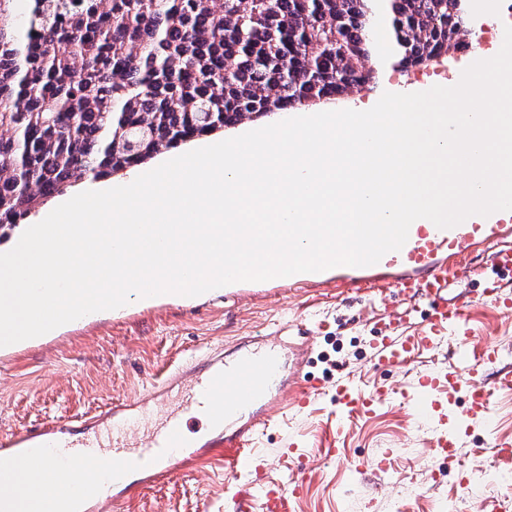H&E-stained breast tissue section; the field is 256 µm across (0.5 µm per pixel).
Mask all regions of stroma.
Here are the masks:
<instances>
[{
  "label": "stroma",
  "mask_w": 512,
  "mask_h": 512,
  "mask_svg": "<svg viewBox=\"0 0 512 512\" xmlns=\"http://www.w3.org/2000/svg\"><path fill=\"white\" fill-rule=\"evenodd\" d=\"M437 83L432 66L400 69L388 61L375 83L349 90L327 108L363 111L384 92H421ZM385 313L384 304L332 290L312 305L288 293L236 305L220 292L191 303L178 297L158 305L134 300L123 315L60 326L52 338L22 345L16 362L0 364V436L133 398L202 345L232 347L274 333L283 319L302 318L320 327L298 375L319 394L311 408L271 425L256 444L275 484L305 481L303 498L291 501L289 512H441L446 505L452 512H512V460L496 459L492 450L496 439L512 438V389L493 391L485 420L470 417L466 393L455 392L448 421L459 447L452 458L432 447L438 426L413 419L409 408L419 375L456 374L467 364L488 373L512 365V314L489 305L472 311L485 345L498 350V362L478 350L464 364L444 344L420 351L407 365L380 367L371 345ZM340 379L361 396L386 388L387 398L367 414L346 410L333 398ZM326 431L335 434L340 455L325 457L320 438ZM290 436L300 444L293 459L280 453ZM384 457L391 462L385 474L375 468ZM224 478V466L202 450L190 469L143 488L118 512H229Z\"/></svg>",
  "instance_id": "stroma-1"
}]
</instances>
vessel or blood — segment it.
<instances>
[{"label":"vessel or blood","mask_w":512,"mask_h":512,"mask_svg":"<svg viewBox=\"0 0 512 512\" xmlns=\"http://www.w3.org/2000/svg\"><path fill=\"white\" fill-rule=\"evenodd\" d=\"M480 251L488 254L476 271L484 287L479 295L467 298L458 286L474 272L469 257ZM330 285L340 292L367 293L381 301L395 291L410 304L429 303L418 328L409 308L386 316L372 345L377 364H403L416 349L436 346L444 337L454 343L459 357H466L480 337L468 319L469 310L481 305L512 310V211L473 215L449 229L431 222L414 224L403 247L388 252L376 264L236 282L225 286L224 297L235 302L257 300L285 288L309 292ZM290 342L285 334L276 344L259 336L225 352L208 351L176 369L173 387L153 390L138 407L144 410L163 403L174 388L181 392L180 402L147 426L130 421L127 406L116 405L101 416L25 427L1 436L0 505H14L17 512H49L41 491L51 485L60 494L79 497L93 512H111L138 487L174 475L187 449L204 446L223 450L227 467L224 496L232 502L233 512H249L237 478L261 474V457L252 449L258 432L274 416L307 407L315 394L314 388L294 381L284 355ZM511 386L512 367L508 365L490 379L476 371L425 377L410 401L415 412H433L444 421L448 418L447 395L462 389L468 394L470 415L480 417L488 409L493 390ZM385 397L382 389L361 397L345 381L336 383L337 403L352 411H371ZM196 415L203 417L206 435L191 433L189 420ZM88 464L96 466L103 482H63L65 470Z\"/></svg>","instance_id":"obj_1"}]
</instances>
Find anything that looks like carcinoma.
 I'll use <instances>...</instances> for the list:
<instances>
[{"instance_id": "1", "label": "carcinoma", "mask_w": 512, "mask_h": 512, "mask_svg": "<svg viewBox=\"0 0 512 512\" xmlns=\"http://www.w3.org/2000/svg\"><path fill=\"white\" fill-rule=\"evenodd\" d=\"M375 0H0V231L245 118L376 79ZM401 69L463 43L467 0H386Z\"/></svg>"}]
</instances>
